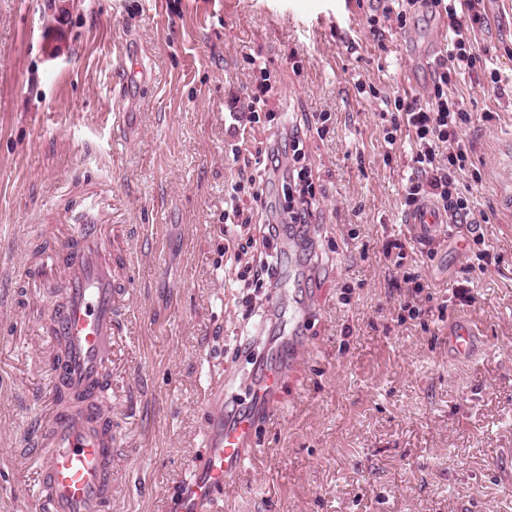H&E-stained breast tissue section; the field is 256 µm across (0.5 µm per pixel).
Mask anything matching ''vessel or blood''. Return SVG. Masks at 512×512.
<instances>
[{"label": "vessel or blood", "instance_id": "obj_1", "mask_svg": "<svg viewBox=\"0 0 512 512\" xmlns=\"http://www.w3.org/2000/svg\"><path fill=\"white\" fill-rule=\"evenodd\" d=\"M105 206L98 196L82 198L57 240L56 259L66 288L42 328L54 355L49 368L52 384L65 389L70 399L29 437L39 474L40 512H112V489L121 480L113 466L121 438L112 428L111 406L100 403L97 394L112 383L121 339L119 320L132 280L117 276L112 267V229L99 217ZM407 222L420 237L439 235L443 228L440 213L428 202L409 214ZM312 314L307 304L292 311L287 335L272 343L274 350H287L288 358L261 367L246 412L219 415L208 424L207 452L177 482L172 512H212L225 488L251 462L256 427L277 410L280 381L288 366L301 358V329ZM478 340L468 320H457L448 330V344L461 358L473 356Z\"/></svg>", "mask_w": 512, "mask_h": 512}]
</instances>
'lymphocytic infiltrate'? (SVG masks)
Returning <instances> with one entry per match:
<instances>
[{"label": "lymphocytic infiltrate", "instance_id": "1", "mask_svg": "<svg viewBox=\"0 0 512 512\" xmlns=\"http://www.w3.org/2000/svg\"><path fill=\"white\" fill-rule=\"evenodd\" d=\"M431 7L442 8L448 19L449 50L434 64L431 83L425 95L406 93L385 100L382 119L386 148H394L398 140L409 139L413 170L402 186L405 211L420 203L431 202L443 213L447 223L475 224L471 197L463 190L464 179L479 181L480 173L468 166L471 148L463 138L465 126L472 121L454 88L462 74L474 71L481 61L480 48L472 34L487 24L483 0H428ZM302 133L289 129L281 138L271 141L255 161L250 176L252 183L265 184L281 171L286 157L297 156ZM320 202L310 190H300L288 205L287 217L267 222L261 227V246L265 254L252 267L256 282L271 281L277 275L272 262L281 237L294 235L312 223Z\"/></svg>", "mask_w": 512, "mask_h": 512}]
</instances>
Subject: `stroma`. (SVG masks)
<instances>
[{
  "label": "stroma",
  "mask_w": 512,
  "mask_h": 512,
  "mask_svg": "<svg viewBox=\"0 0 512 512\" xmlns=\"http://www.w3.org/2000/svg\"><path fill=\"white\" fill-rule=\"evenodd\" d=\"M483 5L487 61L455 92L473 117V211L500 260L479 271L457 247L465 225H446L432 256L402 261L424 285L425 313L407 319L382 244L409 229L411 150L386 156L380 112L383 98L425 94L448 43L424 0L379 43L366 17L382 0H0V512H38L26 437L55 409L39 328L50 293L23 267L93 187L111 191L112 254L134 269L111 398L129 484L112 512H170L209 420L236 409L225 380L247 400L268 338L303 303L315 308L304 357L217 512H512V0ZM134 45L149 79L122 70ZM254 94L259 120L234 137L228 100ZM287 118L306 128L300 164L321 209L311 244L281 243L268 293L250 273L254 241L261 207L284 195L259 203L249 177ZM463 316L481 332L467 360L448 349Z\"/></svg>",
  "instance_id": "stroma-1"
}]
</instances>
